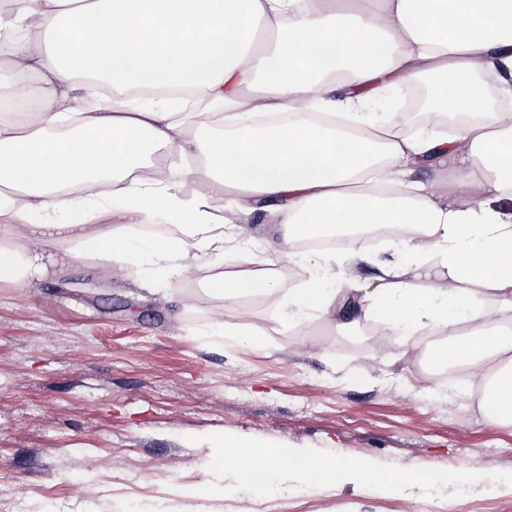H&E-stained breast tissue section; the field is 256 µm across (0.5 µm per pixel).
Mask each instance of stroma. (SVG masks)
<instances>
[{"label": "stroma", "instance_id": "obj_1", "mask_svg": "<svg viewBox=\"0 0 512 512\" xmlns=\"http://www.w3.org/2000/svg\"><path fill=\"white\" fill-rule=\"evenodd\" d=\"M224 252L104 266L48 249L27 284L0 283V512H512V426L426 369L427 342L388 332L366 296L401 258L391 242L326 251L336 319L285 323L280 295L216 306L207 278L259 257L281 287L309 277L264 215L216 208ZM262 329L258 347L209 336ZM236 434L402 468L487 469L459 497L361 485L212 500L203 436Z\"/></svg>", "mask_w": 512, "mask_h": 512}]
</instances>
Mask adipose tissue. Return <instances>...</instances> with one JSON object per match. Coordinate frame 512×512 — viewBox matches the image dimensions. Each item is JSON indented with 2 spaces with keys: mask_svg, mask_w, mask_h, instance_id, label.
<instances>
[{
  "mask_svg": "<svg viewBox=\"0 0 512 512\" xmlns=\"http://www.w3.org/2000/svg\"><path fill=\"white\" fill-rule=\"evenodd\" d=\"M275 33L271 48L262 33ZM13 76L0 96V283L41 275L42 246L120 265L224 247L206 203L186 198L181 173L136 169L159 153L196 152L200 174L243 215L268 213L288 241L318 231L408 224L419 257L375 289L368 308L407 336L463 313L429 362L483 374L480 406L512 425V330L482 304L512 311V107L480 108L474 75L512 78V0H7L0 64ZM429 81L434 111L457 117L453 136L406 132L367 112L396 84ZM51 92L52 106L28 111ZM341 109L343 123L314 121ZM468 160L462 186L414 180L425 162ZM114 190L99 204L100 183ZM75 210L104 213L106 230L59 224ZM162 212L167 229L146 234ZM313 275L282 302L293 326L336 315V292ZM266 272L211 276L221 302L269 294Z\"/></svg>",
  "mask_w": 512,
  "mask_h": 512,
  "instance_id": "obj_1",
  "label": "adipose tissue"
}]
</instances>
